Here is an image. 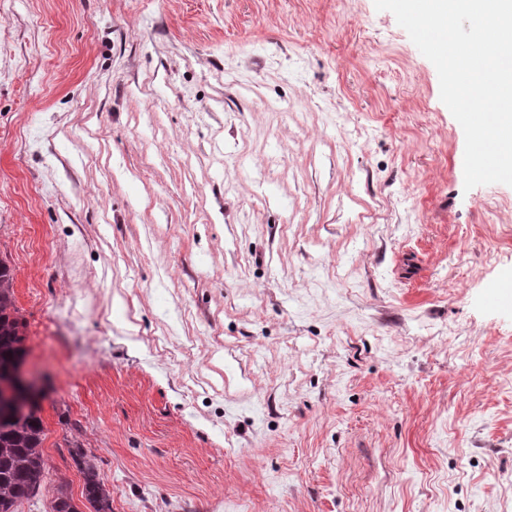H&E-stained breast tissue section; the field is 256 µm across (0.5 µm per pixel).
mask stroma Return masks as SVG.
I'll use <instances>...</instances> for the list:
<instances>
[{"mask_svg": "<svg viewBox=\"0 0 512 512\" xmlns=\"http://www.w3.org/2000/svg\"><path fill=\"white\" fill-rule=\"evenodd\" d=\"M374 0H0V259L50 481L112 512H512V186ZM66 445L72 460L83 475L82 497L93 509L88 512H112V498L99 479L96 457L90 451L88 453L76 437L72 441L67 440Z\"/></svg>", "mask_w": 512, "mask_h": 512, "instance_id": "1", "label": "stroma"}]
</instances>
